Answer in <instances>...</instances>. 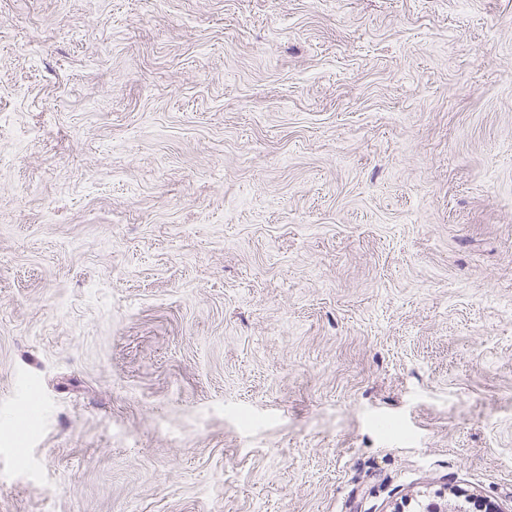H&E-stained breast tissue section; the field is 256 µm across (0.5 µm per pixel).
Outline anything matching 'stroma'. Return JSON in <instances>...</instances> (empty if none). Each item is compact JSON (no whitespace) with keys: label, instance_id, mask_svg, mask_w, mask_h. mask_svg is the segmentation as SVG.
<instances>
[{"label":"stroma","instance_id":"1","mask_svg":"<svg viewBox=\"0 0 512 512\" xmlns=\"http://www.w3.org/2000/svg\"><path fill=\"white\" fill-rule=\"evenodd\" d=\"M0 512L512 507V0H0Z\"/></svg>","mask_w":512,"mask_h":512}]
</instances>
